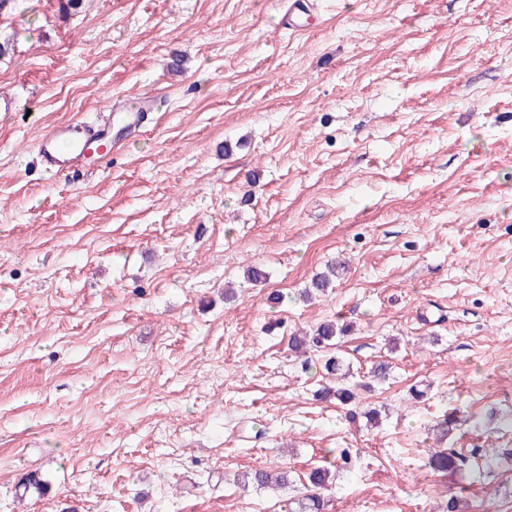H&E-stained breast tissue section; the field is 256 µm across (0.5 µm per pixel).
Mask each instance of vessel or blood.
I'll return each mask as SVG.
<instances>
[{"mask_svg": "<svg viewBox=\"0 0 512 512\" xmlns=\"http://www.w3.org/2000/svg\"><path fill=\"white\" fill-rule=\"evenodd\" d=\"M155 107L151 96L126 104L112 103L109 107L111 122L97 127L84 121L73 120L46 128L40 135L36 149L45 165L57 173L78 170L87 166L91 153L108 156L117 140L111 135L112 129L121 133L139 132L148 112Z\"/></svg>", "mask_w": 512, "mask_h": 512, "instance_id": "1", "label": "vessel or blood"}]
</instances>
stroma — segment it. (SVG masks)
<instances>
[{"label":"stroma","instance_id":"35a3bbf8","mask_svg":"<svg viewBox=\"0 0 512 512\" xmlns=\"http://www.w3.org/2000/svg\"><path fill=\"white\" fill-rule=\"evenodd\" d=\"M64 2L0 0V512H295L317 467L323 512L512 501V0ZM145 93L111 160L46 170L44 128ZM329 321L354 420L288 347ZM463 463L461 457L451 448L435 450L430 457V467L436 471H454Z\"/></svg>","mask_w":512,"mask_h":512}]
</instances>
